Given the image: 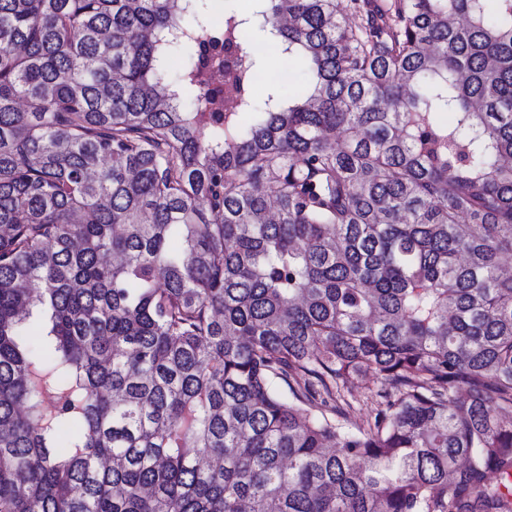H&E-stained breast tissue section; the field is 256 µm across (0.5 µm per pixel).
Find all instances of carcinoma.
Listing matches in <instances>:
<instances>
[{
	"mask_svg": "<svg viewBox=\"0 0 512 512\" xmlns=\"http://www.w3.org/2000/svg\"><path fill=\"white\" fill-rule=\"evenodd\" d=\"M204 2L0 0V512H512V0ZM245 47L265 61L266 70L263 75L266 82L260 87H255L258 98L262 97L269 81H279L290 92L295 91L303 82L304 73L301 67L293 59L281 55L268 41L255 36L246 43ZM379 386L380 382L372 376L355 381L348 386L345 396L352 407L348 411L346 419H341V423L346 429L356 431L358 427L366 424L375 408L372 395Z\"/></svg>",
	"mask_w": 512,
	"mask_h": 512,
	"instance_id": "carcinoma-1",
	"label": "carcinoma"
}]
</instances>
